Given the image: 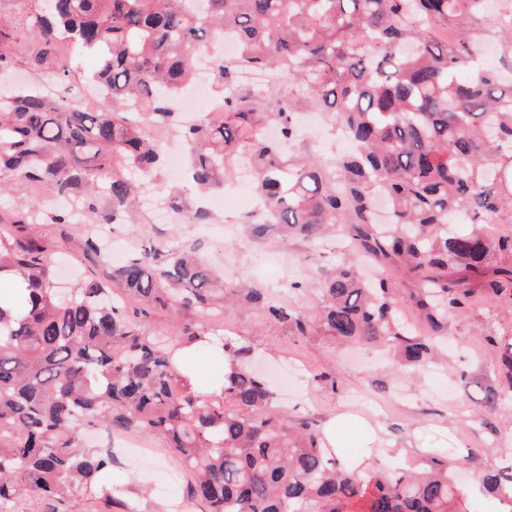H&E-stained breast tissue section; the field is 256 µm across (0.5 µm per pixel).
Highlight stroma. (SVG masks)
<instances>
[{
	"label": "stroma",
	"instance_id": "stroma-1",
	"mask_svg": "<svg viewBox=\"0 0 512 512\" xmlns=\"http://www.w3.org/2000/svg\"><path fill=\"white\" fill-rule=\"evenodd\" d=\"M45 0H0V30L23 41L31 16L40 13ZM55 77L54 65L33 68L25 54L13 55L11 67L0 71V95L16 92L17 81L39 88ZM301 130L283 144L285 158L311 156L327 159L347 153L350 145L329 112L310 104L301 109ZM249 182H240L221 210L198 224H116L109 241L111 261L89 254L84 247V224H44L23 234L48 246L60 288L80 279L103 276L142 248H192L224 276L226 287L245 282L277 303L313 314L326 267L348 262L351 253L338 238L315 242L287 239L270 231L251 232L262 223L264 210L255 208ZM300 281L305 291L292 289ZM220 329L226 338L252 347L256 366L270 379L272 410L289 421L305 420L324 429L336 425V444L367 449L370 457L386 462L413 461L430 449H448V464L481 471L504 464L500 451L512 449V406L491 409L484 405L488 390L501 382L500 347L490 337L512 339V303L480 305L466 317L450 322L453 347L430 368L416 372L397 366L391 353L379 345L343 344L322 327L297 336L286 325L271 321L264 310L239 300L225 313ZM329 371L335 386L314 385L313 375ZM129 433L85 435L88 448L113 445V475L118 489L117 512H165L172 499L188 493L190 476L166 487L168 472L177 465L174 454L158 436L150 448L128 447Z\"/></svg>",
	"mask_w": 512,
	"mask_h": 512
}]
</instances>
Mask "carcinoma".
<instances>
[{"instance_id":"1","label":"carcinoma","mask_w":512,"mask_h":512,"mask_svg":"<svg viewBox=\"0 0 512 512\" xmlns=\"http://www.w3.org/2000/svg\"><path fill=\"white\" fill-rule=\"evenodd\" d=\"M485 0H48L29 22L41 65L65 42L99 53L95 74L112 109L85 110L36 90L0 96V194L23 179L56 199L77 197L93 224L131 220L138 185L163 151L137 115L176 121L169 99L192 79L199 50L227 35L239 55L215 59L226 119L184 127L197 187L224 181V155L246 142L258 170L267 220L253 225L289 238L348 237L360 256L402 264L419 275L409 295L431 334L411 336L386 279L367 280L350 262L325 271L316 315L270 305V317L298 336L319 323L344 342L382 340L407 365L435 359L448 321L479 302L512 300V270L491 262L512 252L496 235L512 211V86L474 65L470 23ZM494 22L512 39V0ZM448 27V42L430 35ZM286 70L316 108L332 109L354 152L333 165L288 163L281 144L297 136L296 97L242 95L238 69ZM471 72L456 78L460 68ZM268 111L279 136L260 135L250 116ZM110 206L101 211L98 195ZM465 216L486 231H448ZM72 223L68 210L17 207L16 224ZM26 284L23 311L0 305V512H20L26 495L64 500L80 492L112 498V456L79 445L82 432L141 430L164 439L195 477L192 497L208 512H494L463 503L464 484L448 469V450L419 464L364 468L324 447L308 421L293 426L265 410L271 391L243 366L251 349L224 340L232 371L224 388L199 395L174 352L215 332L186 328L177 342L147 331L124 296H164L180 314L207 316L232 303L194 252L151 250L57 292L45 249L0 231V271ZM512 484V466L482 474L494 493Z\"/></svg>"}]
</instances>
